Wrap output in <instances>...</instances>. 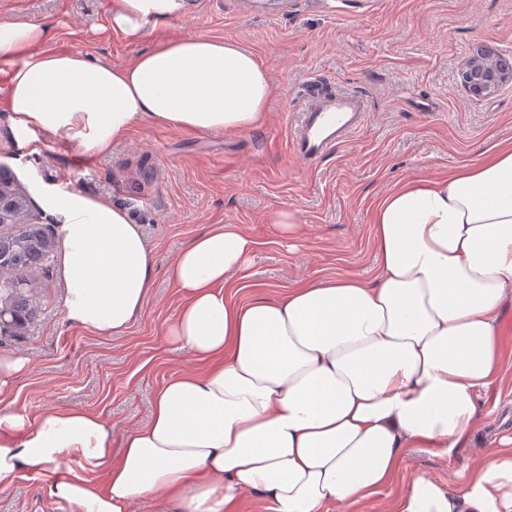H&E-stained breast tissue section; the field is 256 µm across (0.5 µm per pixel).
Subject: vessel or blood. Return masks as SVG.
<instances>
[{
  "mask_svg": "<svg viewBox=\"0 0 512 512\" xmlns=\"http://www.w3.org/2000/svg\"><path fill=\"white\" fill-rule=\"evenodd\" d=\"M366 111L361 97L343 92L322 103L305 99L294 126L293 148L305 159L326 156L364 122Z\"/></svg>",
  "mask_w": 512,
  "mask_h": 512,
  "instance_id": "obj_1",
  "label": "vessel or blood"
}]
</instances>
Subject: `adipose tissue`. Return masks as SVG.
I'll return each mask as SVG.
<instances>
[{
    "label": "adipose tissue",
    "instance_id": "adipose-tissue-1",
    "mask_svg": "<svg viewBox=\"0 0 512 512\" xmlns=\"http://www.w3.org/2000/svg\"><path fill=\"white\" fill-rule=\"evenodd\" d=\"M191 0H116L113 30L136 42L146 23L187 15ZM37 22L0 23L9 64L5 110L29 141L60 138L111 153L137 124L220 134L260 126L272 85L237 43L190 34L126 65L45 52ZM65 319L123 333L142 314L154 256L142 227L110 199L48 196ZM377 280L302 282L279 299L238 305L257 243L235 224L197 236L169 264L184 302L168 339L205 370L157 392L152 418L112 452L99 414L0 412V486L53 468L59 512H237L256 493L267 512H322L368 499L409 449L451 456L502 367V311L512 305V144L442 178H414L376 204ZM74 469H67V462ZM397 512H512V448L477 457L451 488L418 477Z\"/></svg>",
    "mask_w": 512,
    "mask_h": 512
}]
</instances>
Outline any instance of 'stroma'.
<instances>
[{
  "label": "stroma",
  "instance_id": "35a3bbf8",
  "mask_svg": "<svg viewBox=\"0 0 512 512\" xmlns=\"http://www.w3.org/2000/svg\"><path fill=\"white\" fill-rule=\"evenodd\" d=\"M115 0H0L1 21L45 25L43 51H79L112 65L130 62L158 40L202 34L236 42L265 65L273 87L265 122L254 129L198 134L141 124L110 154L61 140L31 146L0 110V166L44 212L48 193L110 198L136 216L154 256L153 286L141 316L122 334L65 320L56 266L29 276L35 312L22 337L0 354L27 366L0 390V406L21 415L82 408L112 426V451L146 425L157 390L193 368L165 330L182 295L166 269L179 251L216 224H236L258 243L253 275L228 289L243 303L275 297L308 279L349 274L374 281L371 213L396 184L436 178L512 141V84L470 97L460 70L477 49L512 55V0H193L189 16L148 26L140 42L113 31ZM355 92L364 124L321 160L300 159L291 143L299 89ZM296 212L305 236L286 246L270 216ZM504 365L479 395L483 419L452 457L404 456L395 481L346 512H394L414 476L456 484L476 452L512 438V309L505 313ZM53 470H27L0 488V512H57L47 493Z\"/></svg>",
  "mask_w": 512,
  "mask_h": 512
}]
</instances>
